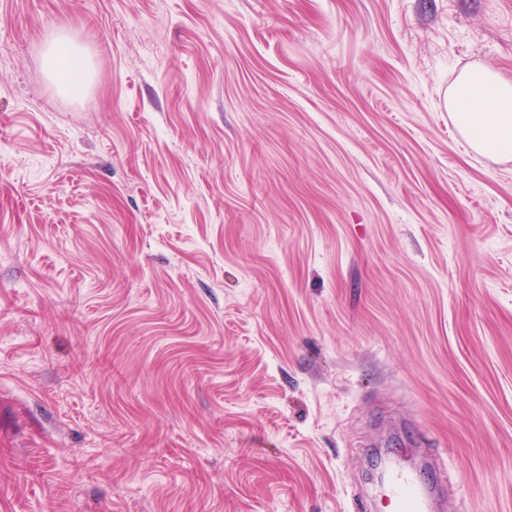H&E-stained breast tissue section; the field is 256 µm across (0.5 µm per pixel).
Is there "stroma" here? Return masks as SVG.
<instances>
[{"label": "stroma", "mask_w": 512, "mask_h": 512, "mask_svg": "<svg viewBox=\"0 0 512 512\" xmlns=\"http://www.w3.org/2000/svg\"><path fill=\"white\" fill-rule=\"evenodd\" d=\"M473 63L512 0H0V512H384L389 463L512 512ZM53 47L50 49L52 71L64 88L73 93H80L85 85L87 73L83 57L68 49Z\"/></svg>", "instance_id": "35a3bbf8"}]
</instances>
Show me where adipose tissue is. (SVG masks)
<instances>
[{"mask_svg":"<svg viewBox=\"0 0 512 512\" xmlns=\"http://www.w3.org/2000/svg\"><path fill=\"white\" fill-rule=\"evenodd\" d=\"M52 71L74 94L85 85L83 57L69 49L51 48ZM448 113L477 153L512 156V83L480 65L467 66L448 89Z\"/></svg>","mask_w":512,"mask_h":512,"instance_id":"adipose-tissue-1","label":"adipose tissue"}]
</instances>
